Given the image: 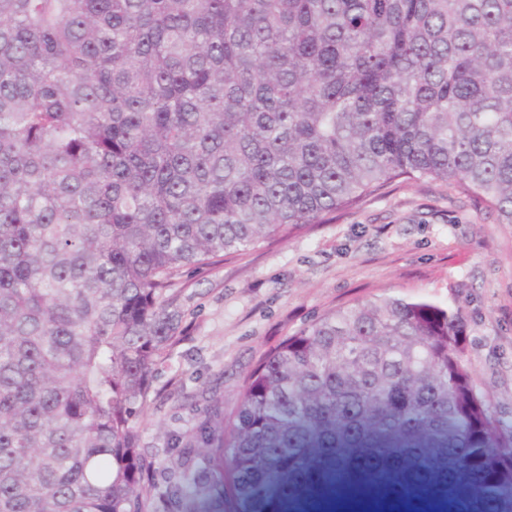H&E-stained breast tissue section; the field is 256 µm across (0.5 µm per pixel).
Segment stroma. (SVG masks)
<instances>
[{"instance_id": "obj_1", "label": "stroma", "mask_w": 512, "mask_h": 512, "mask_svg": "<svg viewBox=\"0 0 512 512\" xmlns=\"http://www.w3.org/2000/svg\"><path fill=\"white\" fill-rule=\"evenodd\" d=\"M182 338L154 368L137 419L154 460L145 512H172V477L189 463L208 495L189 512H253L277 502L271 481L253 499L215 490L226 463L196 436L220 425L259 359L314 318L379 295L426 298L460 309L466 366L512 438V224L443 182H393L384 193L310 228L188 269L177 286Z\"/></svg>"}]
</instances>
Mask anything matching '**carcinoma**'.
Instances as JSON below:
<instances>
[{
	"label": "carcinoma",
	"instance_id": "obj_1",
	"mask_svg": "<svg viewBox=\"0 0 512 512\" xmlns=\"http://www.w3.org/2000/svg\"><path fill=\"white\" fill-rule=\"evenodd\" d=\"M430 178L512 224V0H0V512H144L135 421L186 267ZM459 310L327 313L200 428L244 499L308 454L432 448L512 488ZM200 486L174 477L178 509Z\"/></svg>",
	"mask_w": 512,
	"mask_h": 512
}]
</instances>
